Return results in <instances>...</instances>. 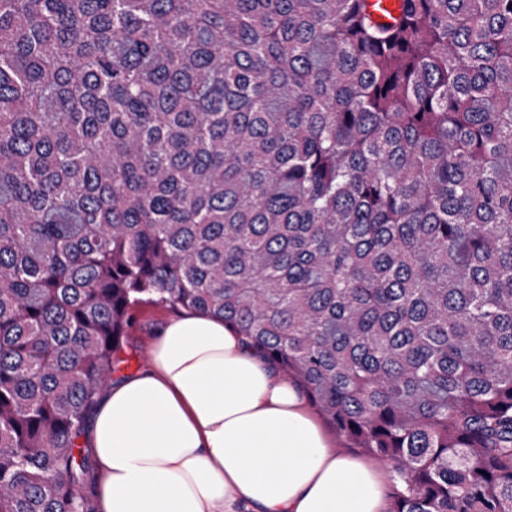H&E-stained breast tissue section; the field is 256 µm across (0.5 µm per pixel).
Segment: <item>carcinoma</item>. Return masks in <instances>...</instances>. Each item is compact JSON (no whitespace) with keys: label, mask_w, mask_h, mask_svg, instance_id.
I'll return each mask as SVG.
<instances>
[{"label":"carcinoma","mask_w":512,"mask_h":512,"mask_svg":"<svg viewBox=\"0 0 512 512\" xmlns=\"http://www.w3.org/2000/svg\"><path fill=\"white\" fill-rule=\"evenodd\" d=\"M142 303L390 473L512 512V0H0V512H92Z\"/></svg>","instance_id":"carcinoma-1"}]
</instances>
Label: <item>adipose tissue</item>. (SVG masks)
Masks as SVG:
<instances>
[{
  "mask_svg": "<svg viewBox=\"0 0 512 512\" xmlns=\"http://www.w3.org/2000/svg\"><path fill=\"white\" fill-rule=\"evenodd\" d=\"M96 512H386L390 475L336 449L301 389L221 318L161 324L100 396Z\"/></svg>",
  "mask_w": 512,
  "mask_h": 512,
  "instance_id": "1",
  "label": "adipose tissue"
}]
</instances>
